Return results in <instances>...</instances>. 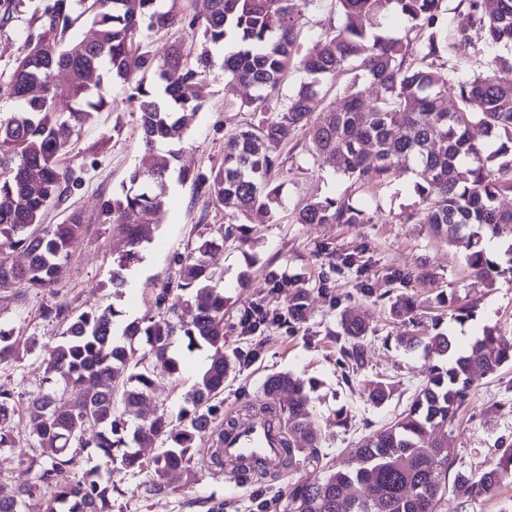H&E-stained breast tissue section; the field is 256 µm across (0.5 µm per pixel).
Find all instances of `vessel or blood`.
Masks as SVG:
<instances>
[{"label": "vessel or blood", "mask_w": 512, "mask_h": 512, "mask_svg": "<svg viewBox=\"0 0 512 512\" xmlns=\"http://www.w3.org/2000/svg\"><path fill=\"white\" fill-rule=\"evenodd\" d=\"M285 437L282 425L270 416L255 414L239 421L224 437V455L230 459H266L281 448Z\"/></svg>", "instance_id": "1"}]
</instances>
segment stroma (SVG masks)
<instances>
[{
  "label": "stroma",
  "instance_id": "1",
  "mask_svg": "<svg viewBox=\"0 0 512 512\" xmlns=\"http://www.w3.org/2000/svg\"><path fill=\"white\" fill-rule=\"evenodd\" d=\"M31 14L27 5L0 14V85L8 82L23 57L27 36L38 31ZM339 23L334 0H318L316 6L306 9L298 33L302 51L312 49L322 32ZM504 52V47L482 42L473 48L452 47L441 64L443 69L468 77ZM251 94L248 87L225 88L223 75L213 74L203 107L185 113L184 137L171 146L178 155V166L203 171L219 167L225 140L253 121L252 113L241 106ZM305 143L300 131L289 134L285 142L292 156L279 177L282 205L274 222L257 227L254 246L217 249L208 260L223 271L224 293L230 299L224 314L225 353L234 357L254 345L262 347L258 360L236 366L227 376L220 419L237 420L259 411L265 401L262 384L269 374L290 372L313 379L317 387L310 406L320 436V462L299 451L292 468L275 480L242 479L229 468L211 470V441L204 437L192 450L194 478L179 471L170 473L168 490L149 495L144 491L149 471L125 470L93 449H80L79 469L94 467L111 479L112 512H210L218 503L223 504V512H258L264 499L271 500L273 512H286L289 483L323 475L327 463L343 470L355 468L354 448L409 407L434 363L423 351H406L395 345L400 324L392 317L390 304L397 294L416 301V317L425 329L433 324L431 307L437 294L476 300L469 321L461 324L446 316L439 324L461 344H468L487 327L512 336V277L501 276L490 283L474 279L459 248L433 238L425 225L407 222L417 201L415 175L404 173L381 186L355 185L316 162ZM64 163L81 176L82 184L63 205L49 208L44 221L56 224L74 214L81 218L85 232L72 252L60 288L36 292L19 286L0 291V328L11 331L20 349L18 358L0 361V385L25 397L51 387L59 401L66 403L75 393L65 389L63 382H49L43 348L59 339L67 323L44 318L43 307L61 304L76 315L110 306L129 317H143L154 310L153 290L172 271L174 254L215 236L218 227L233 222L234 217L231 211L196 194L191 184L169 176L165 218L154 240L143 249L141 261L129 269L127 288L117 291L110 277L123 242L110 225L102 223L99 204L127 184L132 170L149 164L138 114L121 86L112 89L111 109L100 113L96 125L74 138ZM335 193L349 196L354 206L368 214L369 223H296L295 213L307 200ZM273 266L308 277V306L295 328L275 327L256 338L237 327L244 311L260 301L272 308L287 305L286 298L271 288L268 273ZM350 310L368 311L371 330L365 339L366 365L347 382L337 362L346 341L341 315ZM205 365L206 354L199 351L185 358L179 377L156 368L152 390L137 406L126 410V423L135 425L159 409L177 413L184 391ZM378 381L393 385L391 397L379 406L369 399ZM503 401L512 402V365L492 375L474 374L470 400L448 430L458 470L470 472L488 466L500 456L502 442L512 440V413L497 408ZM26 421L24 407H17L16 446L0 452V484L17 481L22 465L37 466L43 461ZM437 512H512V475L493 495L477 500L446 492Z\"/></svg>",
  "mask_w": 512,
  "mask_h": 512
}]
</instances>
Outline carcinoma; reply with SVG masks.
<instances>
[{
    "mask_svg": "<svg viewBox=\"0 0 512 512\" xmlns=\"http://www.w3.org/2000/svg\"><path fill=\"white\" fill-rule=\"evenodd\" d=\"M163 2L40 0L35 6L39 32L29 36L9 84L0 87V94L18 105L0 120V289L58 285L83 224L74 215L58 224L43 218L78 186L80 177L63 168L61 159L73 138L111 107L114 82L122 83L135 105L152 163L146 171L134 170L129 184L102 203V223L112 226L125 247L112 269V287L127 285L125 271L140 259L163 220L166 179L177 153H159L157 146L183 138L182 113L201 109L209 77L217 70L225 86L255 91L245 106L256 122L224 142L218 169L181 168L179 180L243 222L222 225L217 237L175 256L174 275L155 290L154 315L129 321L107 306L70 317L62 339L46 348L44 363L78 395L66 407L57 405L51 388L29 395L27 422L45 460L37 471L23 468L14 486L0 488V512H31L38 498L45 512H112L110 480L96 469L73 474L76 448H94L125 469L140 470L143 462L129 440H161L164 448L153 459L145 485L153 495L167 490L170 473L189 471L190 451L205 435L213 447L210 466L224 469V428H234L235 422H216V399L236 360L224 354V276L207 255L226 243L247 245L251 238L243 234V225L274 221L281 204L275 175L286 163L281 147L290 131H305L311 156L355 183L381 185L399 171L416 172L418 203L408 220L462 249L475 278L492 282L512 275V249L504 261L483 244L489 234L512 231V211L497 206L499 196L512 192V83L496 76L498 70H512V56L495 57L473 76L440 75L435 62L448 50L445 0H336L343 23L310 53L301 51L298 24L303 10L317 0H210L204 17L179 15L163 8ZM386 4L415 37L387 33ZM467 5L469 22L457 33L458 45L471 46L476 39L512 43V0H467ZM83 21L95 27V40L67 38ZM175 27L200 32L204 48L195 61L183 56L176 41L160 52L150 48L151 32ZM292 67L304 78L293 94L284 96L280 84ZM344 75L343 108L313 116L312 100ZM450 91L460 101L455 112L448 111ZM61 97L72 104L66 113L56 109ZM475 125L495 146L470 137ZM142 213L155 216V222H142ZM295 222L364 224L368 217L334 195L305 203ZM17 251L26 255L25 264L10 260ZM269 281L288 295V308L253 304L242 320L252 334L273 325L291 328L307 307L305 277L284 278L272 269ZM448 307L459 322L473 316L474 305L454 296ZM416 311L404 294L391 303L390 313L403 327L398 346L421 347L443 363L431 367L425 385L396 421L354 449L358 468L288 485V512H436L455 466L448 426L470 398L474 373L493 374L512 364V338L488 330L462 347L436 325L424 341L416 336ZM342 327L347 343L338 363L348 382L365 365L370 315L350 311L342 316ZM177 342L189 353L209 350V364L185 393V407L177 414L155 412L128 430L119 408L138 404L154 385L143 362L154 356L169 376L180 374L182 360L172 351ZM313 388L290 373L265 379L267 399L289 396L288 438L274 463H240L236 469L274 477L293 466L298 444L319 459L310 409ZM15 406L14 392L0 386V451L14 446ZM502 447L499 459L484 469L456 472L453 487L473 498L492 494L512 471V442Z\"/></svg>",
    "mask_w": 512,
    "mask_h": 512,
    "instance_id": "obj_1",
    "label": "carcinoma"
}]
</instances>
